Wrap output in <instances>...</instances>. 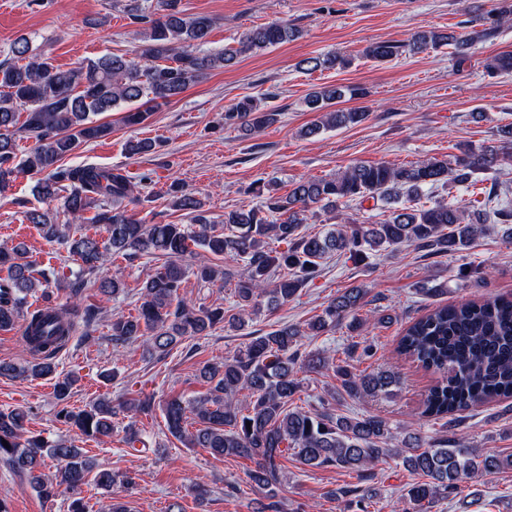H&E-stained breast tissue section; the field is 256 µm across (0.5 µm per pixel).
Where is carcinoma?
<instances>
[{"label": "carcinoma", "instance_id": "carcinoma-1", "mask_svg": "<svg viewBox=\"0 0 512 512\" xmlns=\"http://www.w3.org/2000/svg\"><path fill=\"white\" fill-rule=\"evenodd\" d=\"M180 0H157L160 17L149 12L141 19L149 25L148 44L137 57L105 55L72 69H62L34 53L26 37L11 45L13 61L0 63V194L23 173L38 175L35 193L42 200H63L72 222L85 223L86 213L105 228L106 238L70 235L71 225L53 224L48 214L33 209L30 223L39 226L49 241H64L80 261L76 279L63 286L69 301L52 308L25 310L28 296L49 283L36 269L21 244L0 246V330L12 329L21 318L26 327L20 338L27 359L18 366L0 361V376H51L56 359L67 348L79 328L93 324L101 308L84 306L80 296L85 276H99V293L113 300L125 292V281L104 275L109 256L130 259L164 256L139 289L136 314L112 319V341L141 343L161 359L185 338L209 333L223 323L233 329L245 326L246 318L288 302L308 282L319 277L322 261L330 254L349 255L356 262L403 244L415 246L428 256L460 252L491 225H508L512 237V200L492 193L484 200V212L475 216L453 204L424 205L419 192L452 183L470 188L477 175L512 155V128L505 131L501 145L467 147L452 160L429 158L409 166L358 163L328 178L301 179L285 197L264 196L255 182L249 193L263 198L262 206L224 214V227L207 215L204 203L174 180L168 196L172 205L193 214L194 224H145L128 213L123 202L133 186L119 168L84 164L64 166L61 161L81 144L107 134L93 118L123 106L124 123L142 124L151 115L147 104L159 105L183 93L206 72L229 67L245 54L264 53L299 37L300 30L286 23H271L249 31L238 47L202 53L212 20L187 16L179 10ZM483 30L445 33L424 30L407 42L380 40L364 50L365 58L391 62L400 56L419 54L444 46L462 58L464 50L480 36L512 23V0H489V9L476 17ZM348 57L338 53L309 57L298 62L302 70L347 68ZM490 75L512 72V53L499 54L486 64ZM358 99L362 89L334 85L318 88L306 105L322 113L321 120L301 130L304 137L322 128L346 127L363 122L368 112L360 107L335 110L336 100ZM26 120L19 122L20 114ZM279 112L261 100L247 97L231 105L224 114L249 135L277 121ZM26 132L35 139L27 156L17 159L16 135ZM380 201L389 206L381 224H331L315 235L301 233L307 214L314 209H334L341 202ZM275 240L282 250L268 246ZM242 261L243 272L211 262L208 255ZM199 258L195 265L180 259ZM204 284H224L238 278L233 313L221 307L203 308L187 302L180 294L189 277ZM366 289L347 288L324 312L307 323L306 330L283 325L248 343L222 361H207L198 378L207 383L206 394L183 400L174 397L163 407L166 428L188 448H205L215 458L228 456L253 461L250 482L263 493L256 512H276L283 484L279 458L290 451L302 464L334 466L361 474L380 458L392 454L409 471L423 480L409 484L391 512H432L439 497L457 489L459 482L477 474L512 469V455L479 452L467 447L456 433L461 413L494 400L512 398V298L465 300L440 304L413 321L396 345L399 355L421 369L437 375L428 390L422 413L446 420L448 435L425 441L410 434L400 448H381L395 439L389 423L379 417H338L324 402L308 410H288L300 390L298 373L331 368L345 393L353 397L388 392L398 384L389 370L367 372L350 360L331 363L302 354L301 338L317 336L348 320L353 337L367 332L368 319L359 315ZM76 383L72 376L55 382L61 408L57 417L75 429L77 438L112 435L113 419L132 411L151 410L150 397L135 404L112 403L101 398L83 409L67 405ZM251 425H246V422ZM27 413L20 408L0 410V462L26 476L29 487L44 499L60 491L70 495L68 512H89L82 496L83 486L94 480L102 486L113 476L97 468L84 449L72 441L50 442L41 436H25ZM8 446H3V442ZM58 462L55 478L41 472L44 457Z\"/></svg>", "mask_w": 512, "mask_h": 512}]
</instances>
